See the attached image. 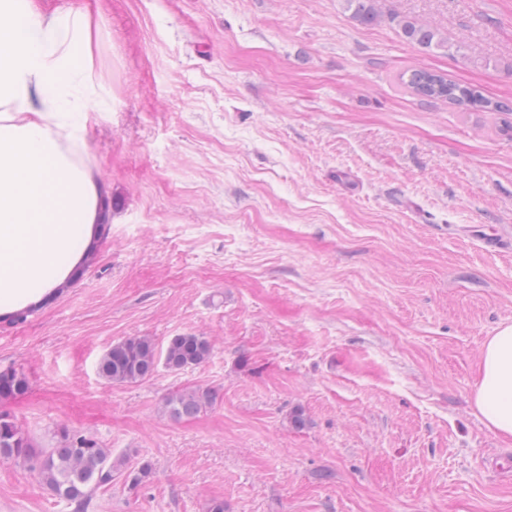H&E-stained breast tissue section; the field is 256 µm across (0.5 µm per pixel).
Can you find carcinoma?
I'll return each instance as SVG.
<instances>
[{
	"label": "carcinoma",
	"instance_id": "1",
	"mask_svg": "<svg viewBox=\"0 0 512 512\" xmlns=\"http://www.w3.org/2000/svg\"><path fill=\"white\" fill-rule=\"evenodd\" d=\"M351 18L362 25L378 19L376 0H344ZM401 35L423 52L451 50L452 44L435 29L404 19ZM403 84L426 99H448L459 105L485 112H512V101H493L474 86L452 82L426 70L409 72ZM213 352L210 339L202 334L182 333L169 339L161 352L149 336L120 340L103 354L98 363L102 378L115 384L139 383L154 377L159 366L182 373L207 362ZM30 380L19 370L0 372V400L15 399L28 392ZM216 393L207 387L176 391L165 399V410L173 418L195 417L212 407ZM0 458L25 467L41 484L72 507L73 512H88L92 493L112 486L116 476L131 487L150 480L153 465L129 454L112 458V450L65 426L53 432L52 446L40 447L15 420L0 414Z\"/></svg>",
	"mask_w": 512,
	"mask_h": 512
}]
</instances>
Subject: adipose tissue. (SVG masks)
Wrapping results in <instances>:
<instances>
[{
	"mask_svg": "<svg viewBox=\"0 0 512 512\" xmlns=\"http://www.w3.org/2000/svg\"><path fill=\"white\" fill-rule=\"evenodd\" d=\"M98 30L85 7L0 0V314L53 293L104 220L99 179L76 161L89 123L111 109ZM474 405L512 439V325L483 348Z\"/></svg>",
	"mask_w": 512,
	"mask_h": 512,
	"instance_id": "1",
	"label": "adipose tissue"
}]
</instances>
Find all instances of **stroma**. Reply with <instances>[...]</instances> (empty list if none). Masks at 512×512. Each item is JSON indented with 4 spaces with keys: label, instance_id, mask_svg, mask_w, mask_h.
Instances as JSON below:
<instances>
[{
    "label": "stroma",
    "instance_id": "1",
    "mask_svg": "<svg viewBox=\"0 0 512 512\" xmlns=\"http://www.w3.org/2000/svg\"><path fill=\"white\" fill-rule=\"evenodd\" d=\"M44 4L97 15L112 109L79 160L112 222L81 279L0 320V371L30 379L0 414L42 446L66 426L152 462L89 512H512V439L473 404L512 324V137L398 80L423 67L512 101V0H379L370 26L344 0ZM403 19L452 51L418 50ZM184 332L209 361L99 376L113 343ZM196 385L215 405L170 417ZM0 512L72 510L0 459ZM215 401L216 393L210 388H186L165 399V410L173 418H191L212 407Z\"/></svg>",
    "mask_w": 512,
    "mask_h": 512
}]
</instances>
